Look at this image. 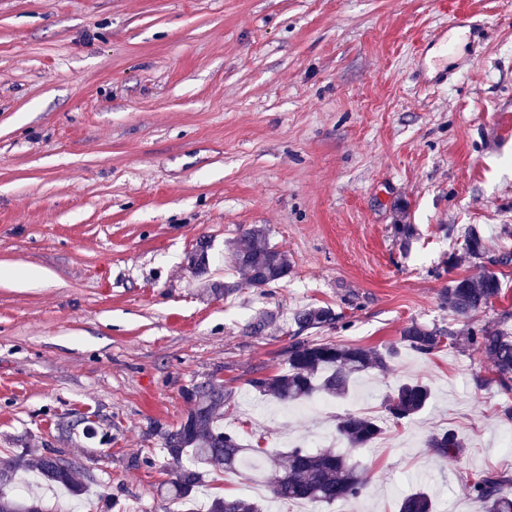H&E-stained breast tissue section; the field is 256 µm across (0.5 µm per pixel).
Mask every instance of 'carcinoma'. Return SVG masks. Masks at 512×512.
<instances>
[{"label": "carcinoma", "instance_id": "obj_1", "mask_svg": "<svg viewBox=\"0 0 512 512\" xmlns=\"http://www.w3.org/2000/svg\"><path fill=\"white\" fill-rule=\"evenodd\" d=\"M466 254L481 258L488 245L480 231L469 228L464 238ZM210 244L203 239L187 256L188 266L195 277L205 280V286L229 295L241 288L238 281L209 280ZM231 261L246 275L254 288H266L288 278V254L272 245L265 225L254 224L240 238L227 242ZM501 293L500 278L487 268L477 275L457 278L442 294L443 303L454 315L469 318L492 306ZM512 314L505 311L500 320L470 328L462 340L478 350L492 363L494 381L505 390L512 389V332L502 328ZM297 331L288 347V367L273 376L260 375L249 380L259 394L283 403L309 401L318 396L333 398L348 394L351 381L359 374L376 370L385 373L398 356V347L390 345L382 350L359 345L319 342L301 333L309 329L331 327L337 316L328 306L309 305L293 316ZM452 331L429 327L418 322L405 326L400 342L422 355L438 349L446 339H453ZM188 403L187 413L180 423L165 425L150 423L149 435L158 438L160 448L167 456L170 469L168 479L157 487V497L169 505H186L196 499L206 486V477L212 468L221 466L226 472H237L251 454L262 460L269 472L268 487L274 497L309 504H334L358 498L365 482L351 462V450L364 448L375 442L383 428L377 420L362 415L337 418L336 432L346 450L311 451L291 448L286 452H270L262 448H246L237 435L224 429V404L229 398L224 380L214 376L183 389ZM430 387L418 380L405 381L393 387L384 399L389 418L395 423L411 420L421 414L430 403ZM428 447L436 449L444 459L459 457L463 443L451 430L432 436ZM76 463L54 448H45L36 455L25 448L18 454L0 457V512H53L42 496L31 492L17 497L11 488L22 471L39 474L45 481L63 487L73 498L87 492V487L75 474ZM512 482L506 475L479 473L468 483L472 495L485 505V512H512V497L503 493ZM429 494L422 490L404 495L398 512H434ZM204 512H260L258 505L244 498H226L213 495L208 498Z\"/></svg>", "mask_w": 512, "mask_h": 512}]
</instances>
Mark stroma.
I'll return each instance as SVG.
<instances>
[{"mask_svg":"<svg viewBox=\"0 0 512 512\" xmlns=\"http://www.w3.org/2000/svg\"><path fill=\"white\" fill-rule=\"evenodd\" d=\"M455 10L488 37H462L447 82L425 87L436 64L417 49ZM253 224L288 254L279 285H243L224 250ZM506 224L512 0H0V456L77 461V512H157L167 460L149 425L179 423L182 388L214 375L246 445L284 452L319 433L338 449L337 417L382 421L354 455L367 485L348 512H398L394 485L425 487L438 512H483L466 476L512 475V391L481 386L477 350L401 348L320 414L248 381L286 368L308 304L338 317L310 338L373 349L413 321L459 332L512 311V266L470 321L441 300L479 271L448 265L465 228L512 250ZM203 238L233 294L202 293L187 268ZM263 311L274 322L247 335ZM411 379L431 403L393 423L383 397ZM447 429L464 448L443 464L427 441ZM143 456L153 466H132ZM208 485L262 508L270 496L258 466Z\"/></svg>","mask_w":512,"mask_h":512,"instance_id":"obj_1","label":"stroma"}]
</instances>
